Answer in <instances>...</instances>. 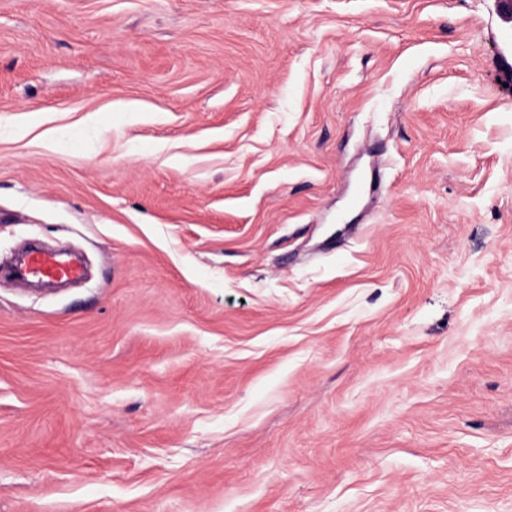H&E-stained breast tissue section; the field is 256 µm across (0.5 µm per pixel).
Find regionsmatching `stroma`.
I'll list each match as a JSON object with an SVG mask.
<instances>
[{"label": "stroma", "mask_w": 512, "mask_h": 512, "mask_svg": "<svg viewBox=\"0 0 512 512\" xmlns=\"http://www.w3.org/2000/svg\"><path fill=\"white\" fill-rule=\"evenodd\" d=\"M495 0H0V512H512ZM19 274L22 276H38L47 278H63L77 280L82 277V269L78 264L64 263L48 253H35L29 257L28 263Z\"/></svg>", "instance_id": "1"}]
</instances>
